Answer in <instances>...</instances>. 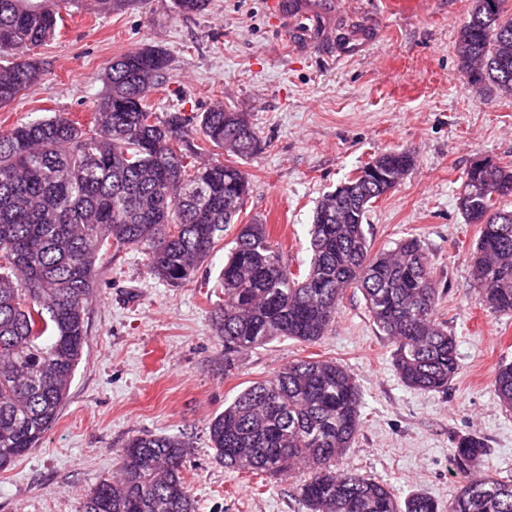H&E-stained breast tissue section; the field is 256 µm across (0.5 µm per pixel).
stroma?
<instances>
[{"label": "stroma", "mask_w": 512, "mask_h": 512, "mask_svg": "<svg viewBox=\"0 0 512 512\" xmlns=\"http://www.w3.org/2000/svg\"><path fill=\"white\" fill-rule=\"evenodd\" d=\"M270 0H209L181 14L176 0H123L98 10L76 0L57 34L30 55L41 80L0 107V131L57 113L87 118L102 96L112 59L143 44L172 60L150 94L157 112L198 115L214 106L246 112L260 150L241 160L250 192L239 224L193 278L178 287L151 278L135 246L103 253L88 340L68 399L41 444L0 471V512H78L82 498L115 476L119 451L141 434H180L191 444L183 474L197 512H307L293 477L266 478L225 468L208 440L225 402L283 365L333 358L362 396L361 427L339 459L440 506L458 478L451 452L479 436L483 470L512 477V412L501 407L495 368L512 361V315L475 299L469 254L479 227L458 197L472 160L512 162V93L468 83L455 51L472 0H320L331 39L316 48L290 43L300 20ZM414 152L416 164L367 214L373 249L418 237L444 288L438 314L454 334L460 371L447 392L409 388L392 362L394 346L370 319L359 291L344 295L335 324L314 344L277 340L241 355L224 373L216 287L240 224H267L291 268H307L313 208L372 158Z\"/></svg>", "instance_id": "35a3bbf8"}]
</instances>
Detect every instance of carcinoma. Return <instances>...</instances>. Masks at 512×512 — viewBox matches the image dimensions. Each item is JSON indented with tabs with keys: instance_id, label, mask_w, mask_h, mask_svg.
<instances>
[{
	"instance_id": "carcinoma-1",
	"label": "carcinoma",
	"mask_w": 512,
	"mask_h": 512,
	"mask_svg": "<svg viewBox=\"0 0 512 512\" xmlns=\"http://www.w3.org/2000/svg\"><path fill=\"white\" fill-rule=\"evenodd\" d=\"M506 0H473L456 51L479 90H512V13ZM68 0H0V105L35 85L40 66L24 54L56 34ZM171 58L145 43L112 60L107 91L88 123L62 114L0 132V469L37 447L66 402L87 344L100 254L144 250L149 275L179 286L190 280L238 222L250 183L238 160L261 141L244 112L216 106L198 117L159 115L150 91ZM203 142L224 161L200 162ZM380 177L358 171L322 195L312 216L311 261L296 271L274 250L267 226L241 225L219 274L224 305L215 332L224 340V374L241 354L274 340L315 343L336 320L345 292H361L373 323L394 344L393 365L410 388L445 392L459 370L457 342L437 306L440 281L416 237L372 251L364 220L373 204L415 166L409 150L371 160ZM512 164L490 160L465 173L458 204L480 226L471 252L475 298L512 314ZM512 410V363L492 378ZM362 397L333 359H301L241 390L208 425L224 466L253 475L308 471L296 485L307 512H438L416 492L399 500L390 486L336 460L354 443ZM190 444L171 435L130 438L119 475L101 480L79 512H197L183 476ZM487 454L472 435L451 462L459 490L448 512H512V479L479 480Z\"/></svg>"
}]
</instances>
